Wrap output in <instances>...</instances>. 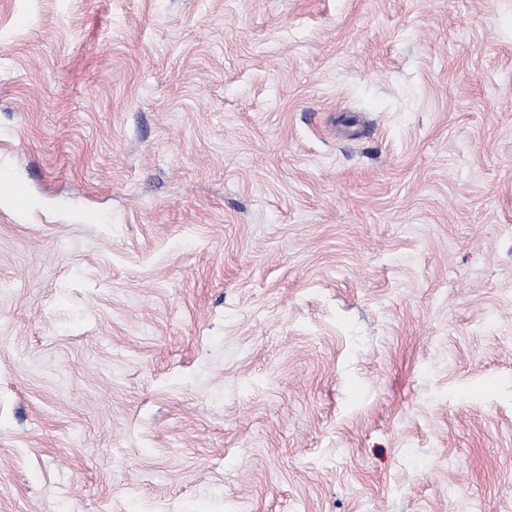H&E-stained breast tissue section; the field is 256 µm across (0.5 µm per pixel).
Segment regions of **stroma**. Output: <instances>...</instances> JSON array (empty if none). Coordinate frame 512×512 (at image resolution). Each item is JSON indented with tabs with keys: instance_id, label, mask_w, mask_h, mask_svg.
<instances>
[{
	"instance_id": "obj_1",
	"label": "stroma",
	"mask_w": 512,
	"mask_h": 512,
	"mask_svg": "<svg viewBox=\"0 0 512 512\" xmlns=\"http://www.w3.org/2000/svg\"><path fill=\"white\" fill-rule=\"evenodd\" d=\"M0 512H512V0H0Z\"/></svg>"
}]
</instances>
